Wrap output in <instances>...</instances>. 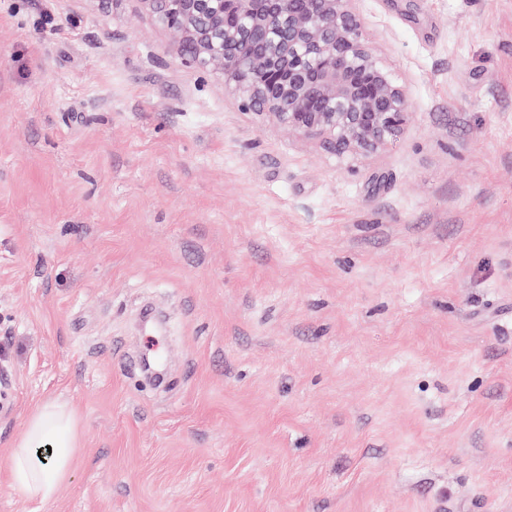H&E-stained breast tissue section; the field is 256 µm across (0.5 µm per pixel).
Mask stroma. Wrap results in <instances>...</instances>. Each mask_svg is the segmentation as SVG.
Segmentation results:
<instances>
[{
  "label": "stroma",
  "instance_id": "35a3bbf8",
  "mask_svg": "<svg viewBox=\"0 0 512 512\" xmlns=\"http://www.w3.org/2000/svg\"><path fill=\"white\" fill-rule=\"evenodd\" d=\"M353 8L409 117L341 155L142 0H0V473L79 437L0 512H512V0ZM42 440L51 442L47 466L40 465L34 456L33 448ZM74 448L73 412L56 402H43L29 418L27 439L16 445L9 457V486L42 504H51L70 476Z\"/></svg>",
  "mask_w": 512,
  "mask_h": 512
}]
</instances>
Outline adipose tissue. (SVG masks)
<instances>
[{"label": "adipose tissue", "instance_id": "obj_1", "mask_svg": "<svg viewBox=\"0 0 512 512\" xmlns=\"http://www.w3.org/2000/svg\"><path fill=\"white\" fill-rule=\"evenodd\" d=\"M43 440L51 443L50 461L45 466L34 456L35 445ZM75 446L73 412L64 405L43 402L28 421L26 440L16 445L9 457V486L40 503L51 504L70 476Z\"/></svg>", "mask_w": 512, "mask_h": 512}]
</instances>
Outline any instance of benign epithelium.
<instances>
[{"instance_id":"benign-epithelium-1","label":"benign epithelium","mask_w":512,"mask_h":512,"mask_svg":"<svg viewBox=\"0 0 512 512\" xmlns=\"http://www.w3.org/2000/svg\"><path fill=\"white\" fill-rule=\"evenodd\" d=\"M244 110L339 154L377 150L408 99L376 61L353 0H142Z\"/></svg>"}]
</instances>
